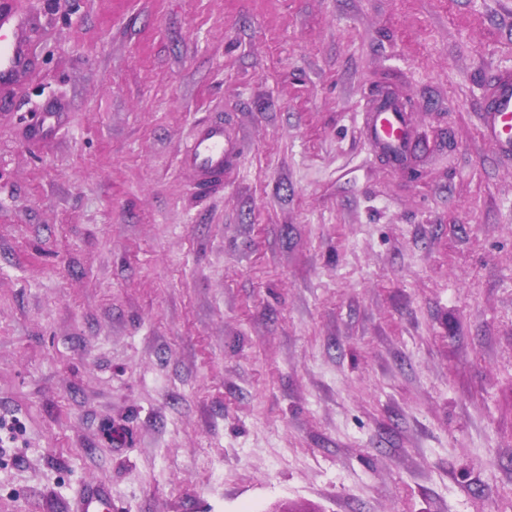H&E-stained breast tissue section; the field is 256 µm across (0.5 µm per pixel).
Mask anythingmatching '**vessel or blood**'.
Listing matches in <instances>:
<instances>
[{
  "instance_id": "vessel-or-blood-1",
  "label": "vessel or blood",
  "mask_w": 512,
  "mask_h": 512,
  "mask_svg": "<svg viewBox=\"0 0 512 512\" xmlns=\"http://www.w3.org/2000/svg\"><path fill=\"white\" fill-rule=\"evenodd\" d=\"M36 26L32 15L14 10L11 0H0V85H16L35 65L28 50ZM485 136L500 152L512 154V72H497L487 107ZM366 134L378 156L390 167L406 169L420 145L416 131L400 104H374L365 114ZM238 157V144L226 136L224 125L203 126L186 147L182 161L201 182L221 180L224 168ZM74 512H112L109 491L95 485L84 490Z\"/></svg>"
}]
</instances>
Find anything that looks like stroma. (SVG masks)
<instances>
[{
    "label": "stroma",
    "mask_w": 512,
    "mask_h": 512,
    "mask_svg": "<svg viewBox=\"0 0 512 512\" xmlns=\"http://www.w3.org/2000/svg\"><path fill=\"white\" fill-rule=\"evenodd\" d=\"M0 512H512V0H18ZM410 104L409 170L361 112ZM62 115L54 133L30 129ZM240 136L222 183L181 156ZM485 127L488 141L500 152L512 154V72H497L492 80L490 103ZM74 512H112L109 490L103 485L86 488L79 498Z\"/></svg>",
    "instance_id": "35a3bbf8"
}]
</instances>
